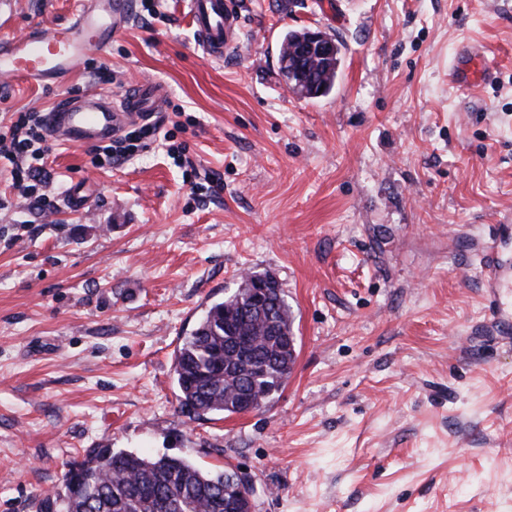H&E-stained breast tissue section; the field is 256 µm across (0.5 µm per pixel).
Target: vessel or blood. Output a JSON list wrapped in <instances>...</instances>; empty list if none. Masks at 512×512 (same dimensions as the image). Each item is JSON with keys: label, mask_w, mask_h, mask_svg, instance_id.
Returning a JSON list of instances; mask_svg holds the SVG:
<instances>
[{"label": "vessel or blood", "mask_w": 512, "mask_h": 512, "mask_svg": "<svg viewBox=\"0 0 512 512\" xmlns=\"http://www.w3.org/2000/svg\"><path fill=\"white\" fill-rule=\"evenodd\" d=\"M132 0H78L72 19L52 35L35 32L22 38L0 37V76L31 84L60 82L78 72L90 48H107L130 21ZM189 20L206 56L220 58L236 38L238 18L228 0H189ZM486 72L478 51L457 57L456 82L481 83ZM165 99L153 83L132 85L115 100L100 92L64 99L47 113V132L70 145L109 143L134 122L164 111ZM491 325L497 335L512 334V224H498L481 253Z\"/></svg>", "instance_id": "vessel-or-blood-1"}]
</instances>
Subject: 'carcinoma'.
<instances>
[{
  "instance_id": "obj_1",
  "label": "carcinoma",
  "mask_w": 512,
  "mask_h": 512,
  "mask_svg": "<svg viewBox=\"0 0 512 512\" xmlns=\"http://www.w3.org/2000/svg\"><path fill=\"white\" fill-rule=\"evenodd\" d=\"M338 64L322 66L317 88L328 94ZM261 278L253 273L239 290L213 303L183 339L174 358L182 412L197 417L240 414L243 402L254 408L278 391L295 363V348L283 337L292 335V314L281 288L269 289L264 309L253 308L249 288ZM249 341L235 347L237 338ZM224 361L215 371V358ZM110 467L100 468L103 452ZM236 484L225 470L205 471L184 457L144 456L113 449L91 448L69 464L64 491L44 498L40 512H224L227 490Z\"/></svg>"
}]
</instances>
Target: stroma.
<instances>
[{"label": "stroma", "instance_id": "35a3bbf8", "mask_svg": "<svg viewBox=\"0 0 512 512\" xmlns=\"http://www.w3.org/2000/svg\"><path fill=\"white\" fill-rule=\"evenodd\" d=\"M235 44L204 57L188 0L132 20L61 86L1 80L11 113L96 86L166 91L146 150L99 168L49 140L45 214L0 174V512H38L89 448L230 469L253 512H512V341L478 253L512 220V0H235ZM76 0H18L12 32ZM340 45L332 91L279 72L289 30ZM471 45L492 75L451 82ZM189 156L216 173L193 188ZM270 273L296 362L259 409L181 412L175 350L243 273Z\"/></svg>", "mask_w": 512, "mask_h": 512}]
</instances>
